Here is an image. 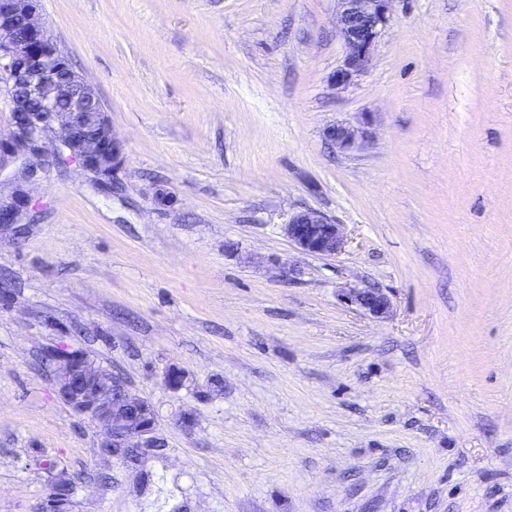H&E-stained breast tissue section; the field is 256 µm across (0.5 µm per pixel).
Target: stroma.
I'll return each mask as SVG.
<instances>
[{
  "label": "stroma",
  "mask_w": 512,
  "mask_h": 512,
  "mask_svg": "<svg viewBox=\"0 0 512 512\" xmlns=\"http://www.w3.org/2000/svg\"><path fill=\"white\" fill-rule=\"evenodd\" d=\"M335 10L39 0L124 162L109 189L52 165L0 227V512H38L58 472L85 484L70 512H512V0H394L344 89ZM365 112L368 142L328 144ZM305 208L342 253L289 243ZM365 286L387 317L345 304ZM51 345L155 406L148 484L98 456ZM283 231L298 251L308 255H339L347 242L341 224H335L323 213L311 208L294 212Z\"/></svg>",
  "instance_id": "stroma-1"
}]
</instances>
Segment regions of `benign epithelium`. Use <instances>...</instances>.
I'll return each instance as SVG.
<instances>
[{
  "mask_svg": "<svg viewBox=\"0 0 512 512\" xmlns=\"http://www.w3.org/2000/svg\"><path fill=\"white\" fill-rule=\"evenodd\" d=\"M393 0H336V27L344 45L332 84L345 88L366 70L391 21ZM0 86L11 106L12 130L0 137V173L9 171L11 191L0 194V225L19 224L32 205L30 188L59 157L69 159L110 185L123 163V145L112 131L95 87L72 66L41 21L38 0H0ZM372 116L357 124L327 128L329 141L343 152L369 138ZM300 252L332 257L344 251L342 225L318 210L294 212L283 228ZM345 300L373 317L390 312L391 299L379 288H349ZM58 397L78 416L101 428L99 456L141 471L157 448L153 407L134 395L125 378L102 372L81 353L47 347Z\"/></svg>",
  "mask_w": 512,
  "mask_h": 512,
  "instance_id": "obj_1",
  "label": "benign epithelium"
}]
</instances>
